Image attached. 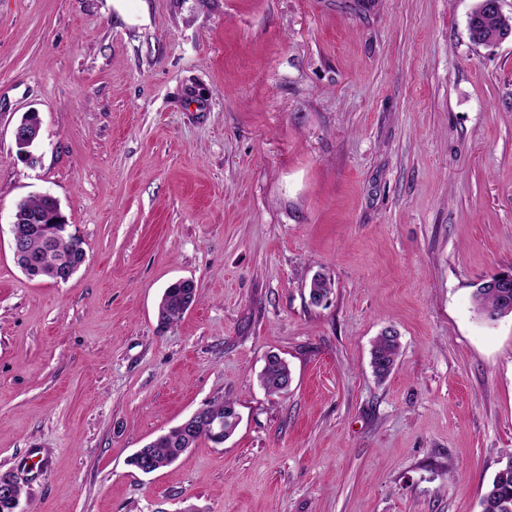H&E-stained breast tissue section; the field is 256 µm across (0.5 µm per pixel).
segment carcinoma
Returning a JSON list of instances; mask_svg holds the SVG:
<instances>
[{"label":"carcinoma","mask_w":512,"mask_h":512,"mask_svg":"<svg viewBox=\"0 0 512 512\" xmlns=\"http://www.w3.org/2000/svg\"><path fill=\"white\" fill-rule=\"evenodd\" d=\"M467 30L475 45L493 46L497 39L512 30V16L501 10H491L483 0H476L468 15ZM55 201L38 196L19 200L15 204L14 216L26 218L31 215L47 216L54 209ZM85 251L82 239L64 233L51 239L44 234L29 237L25 254L17 261L18 266L28 271L31 279L68 281L83 263ZM309 293L318 300H327L332 293V283L321 274L310 281ZM199 299L198 288L193 281H175L165 288L158 305V318L163 324L182 317L188 307ZM477 312L490 321L512 315V279L499 282L497 275L477 285L473 293ZM400 341L396 331L381 333L376 337L371 350V366L379 380H384L392 371L400 355ZM291 371L288 363L277 354L267 357L259 374V382L271 395L288 389ZM235 403L225 399L209 407V415L224 419V438H229L238 423L233 420ZM212 440L210 430L197 423L185 429L173 428L167 434L146 444L134 453L130 464L139 471L149 468L159 470L176 461L188 448L199 440ZM481 512H512V467H501L487 484L480 500Z\"/></svg>","instance_id":"carcinoma-1"}]
</instances>
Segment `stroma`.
<instances>
[{
    "label": "stroma",
    "mask_w": 512,
    "mask_h": 512,
    "mask_svg": "<svg viewBox=\"0 0 512 512\" xmlns=\"http://www.w3.org/2000/svg\"><path fill=\"white\" fill-rule=\"evenodd\" d=\"M474 3L0 0V473L24 512H480L512 448V315L472 302L512 271V40L473 44ZM41 194L83 240L65 282L14 260ZM180 278L199 301L160 326ZM217 399L224 444L129 465ZM41 121L36 112H29L14 126L13 138L18 149V158L33 167L40 157L36 154V146L40 138ZM54 205L55 201L45 196L21 199L15 204L14 216L19 219L31 215L45 218L55 208ZM398 333L391 328V334L384 331L376 337L371 350V366L379 381L384 380L392 371L400 355ZM261 386L270 395L285 392L291 380L288 363L277 354L267 357L264 368L259 374Z\"/></svg>",
    "instance_id": "1"
}]
</instances>
